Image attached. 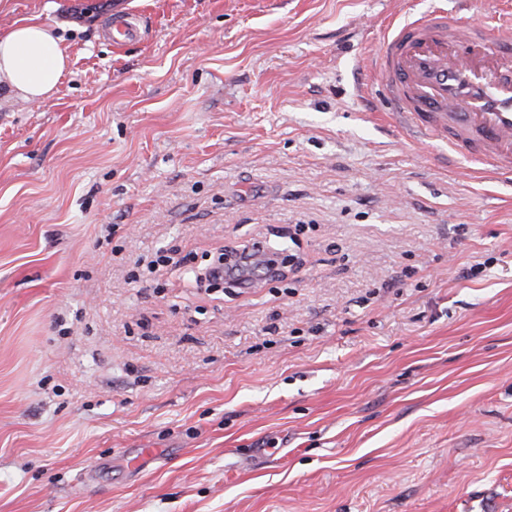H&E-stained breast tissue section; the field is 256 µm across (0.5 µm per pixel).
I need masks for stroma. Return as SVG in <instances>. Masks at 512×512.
I'll use <instances>...</instances> for the list:
<instances>
[{"instance_id": "35a3bbf8", "label": "stroma", "mask_w": 512, "mask_h": 512, "mask_svg": "<svg viewBox=\"0 0 512 512\" xmlns=\"http://www.w3.org/2000/svg\"><path fill=\"white\" fill-rule=\"evenodd\" d=\"M503 4L0 0L70 55L0 98V512H512V180L367 68ZM140 28L137 18L129 15L113 17L109 27V36L117 45L136 40L139 37Z\"/></svg>"}]
</instances>
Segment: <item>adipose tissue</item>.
Wrapping results in <instances>:
<instances>
[{"label": "adipose tissue", "mask_w": 512, "mask_h": 512, "mask_svg": "<svg viewBox=\"0 0 512 512\" xmlns=\"http://www.w3.org/2000/svg\"><path fill=\"white\" fill-rule=\"evenodd\" d=\"M69 55L52 26L29 21L0 36V91L41 103L59 89Z\"/></svg>", "instance_id": "1"}]
</instances>
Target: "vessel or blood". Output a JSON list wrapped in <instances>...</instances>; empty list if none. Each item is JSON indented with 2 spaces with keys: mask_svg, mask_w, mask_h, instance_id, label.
I'll return each instance as SVG.
<instances>
[{
  "mask_svg": "<svg viewBox=\"0 0 512 512\" xmlns=\"http://www.w3.org/2000/svg\"><path fill=\"white\" fill-rule=\"evenodd\" d=\"M140 34L137 19L113 17L121 45ZM373 73L399 124L420 141L463 150L495 176L512 177V13L491 28L462 23L438 7L389 24Z\"/></svg>",
  "mask_w": 512,
  "mask_h": 512,
  "instance_id": "1",
  "label": "vessel or blood"
}]
</instances>
